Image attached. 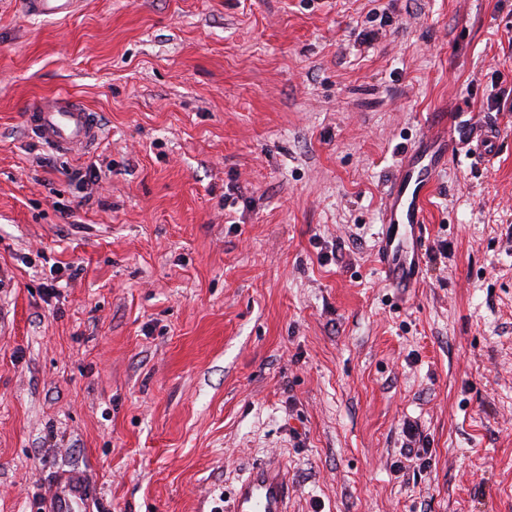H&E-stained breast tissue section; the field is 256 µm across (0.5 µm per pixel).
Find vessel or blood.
<instances>
[{"label": "vessel or blood", "mask_w": 512, "mask_h": 512, "mask_svg": "<svg viewBox=\"0 0 512 512\" xmlns=\"http://www.w3.org/2000/svg\"><path fill=\"white\" fill-rule=\"evenodd\" d=\"M78 7V0H23L30 16H67ZM24 119L38 138L63 151L90 145L99 137L93 112L69 93L29 100ZM464 143L475 163L493 167L500 145L497 124L462 126L446 113H430L421 138L387 184L374 251L381 275L391 287H413L423 252L428 191ZM87 493L86 483L76 478L56 485L47 498L48 512H71L73 502ZM233 512H288L287 468L278 463L253 471L235 495Z\"/></svg>", "instance_id": "vessel-or-blood-1"}]
</instances>
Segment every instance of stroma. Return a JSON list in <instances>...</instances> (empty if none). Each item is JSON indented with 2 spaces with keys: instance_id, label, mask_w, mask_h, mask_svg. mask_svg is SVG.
<instances>
[{
  "instance_id": "35a3bbf8",
  "label": "stroma",
  "mask_w": 512,
  "mask_h": 512,
  "mask_svg": "<svg viewBox=\"0 0 512 512\" xmlns=\"http://www.w3.org/2000/svg\"><path fill=\"white\" fill-rule=\"evenodd\" d=\"M20 3L0 0V512H44L73 470L76 512H231L273 460L289 512H512V0ZM62 91L101 124L67 153L23 117ZM431 112L495 119L499 154L450 163L418 284L390 288L384 189ZM408 422L427 465L401 461ZM23 8L27 15L38 17L67 16L78 10V0H24Z\"/></svg>"
}]
</instances>
